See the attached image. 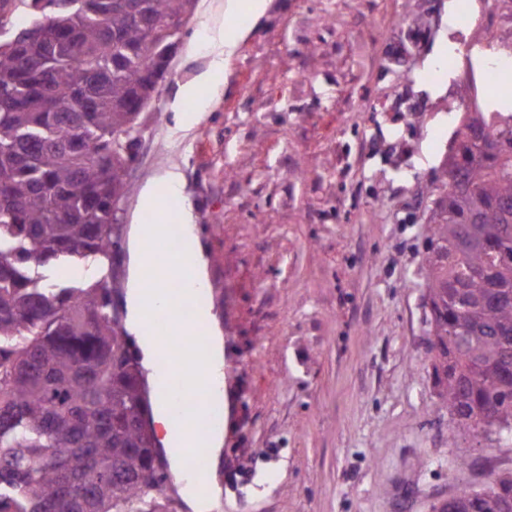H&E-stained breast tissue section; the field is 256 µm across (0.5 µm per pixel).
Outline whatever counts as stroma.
I'll list each match as a JSON object with an SVG mask.
<instances>
[{
	"label": "stroma",
	"mask_w": 512,
	"mask_h": 512,
	"mask_svg": "<svg viewBox=\"0 0 512 512\" xmlns=\"http://www.w3.org/2000/svg\"><path fill=\"white\" fill-rule=\"evenodd\" d=\"M469 2L456 27L448 0H271L181 129L169 105L224 0L185 25L141 115L120 238L150 221L140 188L178 167L224 338L212 512H438L512 469V444L449 436L421 274L465 72L512 27V0Z\"/></svg>",
	"instance_id": "1"
}]
</instances>
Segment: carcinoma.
Segmentation results:
<instances>
[{
    "instance_id": "cac0c4a2",
    "label": "carcinoma",
    "mask_w": 512,
    "mask_h": 512,
    "mask_svg": "<svg viewBox=\"0 0 512 512\" xmlns=\"http://www.w3.org/2000/svg\"><path fill=\"white\" fill-rule=\"evenodd\" d=\"M197 0H0V509L170 512L112 234L143 100ZM428 187L422 273L451 436L512 424V93ZM90 256L107 273L72 274ZM442 512H512V469Z\"/></svg>"
}]
</instances>
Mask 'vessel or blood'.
I'll use <instances>...</instances> for the list:
<instances>
[{
    "label": "vessel or blood",
    "mask_w": 512,
    "mask_h": 512,
    "mask_svg": "<svg viewBox=\"0 0 512 512\" xmlns=\"http://www.w3.org/2000/svg\"><path fill=\"white\" fill-rule=\"evenodd\" d=\"M182 240H165L159 254L154 255L149 268L150 279L162 283L166 292L168 308L159 312L146 308L144 326L159 347L156 367L168 393L177 394L182 406L173 414L175 424L200 428L205 389L216 388L217 378L207 371L197 354L195 337L189 336L187 329L193 325L197 300L187 288L171 281L165 259L178 254L185 255ZM185 472L195 486L207 487L208 450L191 443L182 450Z\"/></svg>",
    "instance_id": "1"
}]
</instances>
